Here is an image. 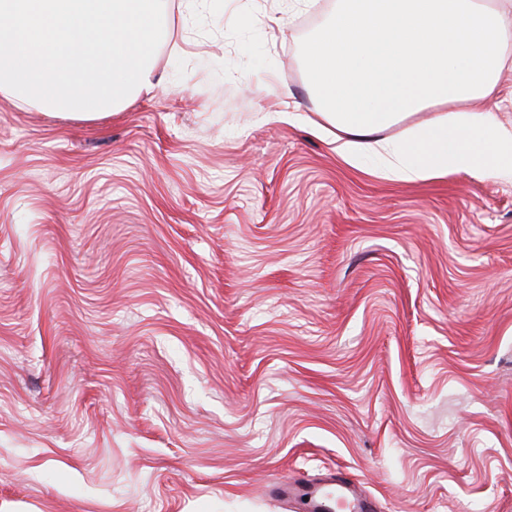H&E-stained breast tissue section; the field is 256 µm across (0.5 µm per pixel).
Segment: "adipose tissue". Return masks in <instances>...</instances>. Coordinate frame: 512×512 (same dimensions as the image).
I'll return each mask as SVG.
<instances>
[{"label":"adipose tissue","mask_w":512,"mask_h":512,"mask_svg":"<svg viewBox=\"0 0 512 512\" xmlns=\"http://www.w3.org/2000/svg\"><path fill=\"white\" fill-rule=\"evenodd\" d=\"M304 57L318 101L307 124L319 137L335 128L344 163L370 155L382 179L404 183L512 181V126L493 110L512 63V0H338Z\"/></svg>","instance_id":"ef3b65f1"}]
</instances>
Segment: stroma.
<instances>
[{
  "label": "stroma",
  "mask_w": 512,
  "mask_h": 512,
  "mask_svg": "<svg viewBox=\"0 0 512 512\" xmlns=\"http://www.w3.org/2000/svg\"><path fill=\"white\" fill-rule=\"evenodd\" d=\"M335 5L165 0L123 110L0 97V512H512V182L312 134ZM335 478L336 475H332L328 484L314 487L309 492L306 512H329L336 496L346 502L349 512L373 511L372 502L359 495L356 485L350 479ZM335 482H337L336 487L334 486L333 489L326 488L335 485Z\"/></svg>",
  "instance_id": "35a3bbf8"
}]
</instances>
